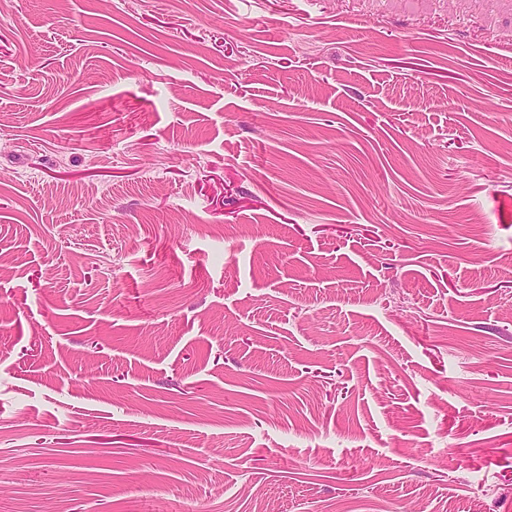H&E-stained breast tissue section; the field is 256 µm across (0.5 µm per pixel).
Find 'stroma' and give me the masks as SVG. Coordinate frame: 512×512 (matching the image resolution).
<instances>
[{
  "label": "stroma",
  "instance_id": "obj_1",
  "mask_svg": "<svg viewBox=\"0 0 512 512\" xmlns=\"http://www.w3.org/2000/svg\"><path fill=\"white\" fill-rule=\"evenodd\" d=\"M512 0H0V512H512Z\"/></svg>",
  "mask_w": 512,
  "mask_h": 512
}]
</instances>
